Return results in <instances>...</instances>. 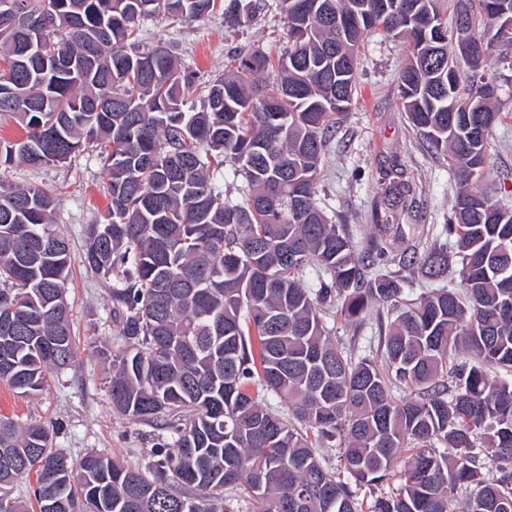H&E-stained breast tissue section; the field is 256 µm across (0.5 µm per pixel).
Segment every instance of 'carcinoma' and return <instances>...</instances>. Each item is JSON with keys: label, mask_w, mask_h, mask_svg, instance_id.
<instances>
[{"label": "carcinoma", "mask_w": 512, "mask_h": 512, "mask_svg": "<svg viewBox=\"0 0 512 512\" xmlns=\"http://www.w3.org/2000/svg\"><path fill=\"white\" fill-rule=\"evenodd\" d=\"M0 0V116L25 131L0 139V166L41 167L86 151L102 162L106 211L88 226L85 264L112 279L119 349L112 410L157 425L146 470L100 452L79 466L53 447L55 430L0 415V512H512V208L481 189L500 85L483 74L499 26L490 5L455 0L456 39L473 52L460 73L448 52L445 0H278L288 50L241 51L230 73L204 78L171 50L140 41L144 20L245 26L266 7L247 0ZM381 30L411 48L399 85L417 132L448 159L458 184L448 238L407 237L402 180L380 184L363 250L314 202L326 132L357 92L362 36ZM273 78L263 91L260 77ZM202 100L194 110L193 101ZM244 187L213 180L224 160ZM51 196L0 179V382L43 392L72 362L77 336L66 298L70 239ZM398 263L431 279L459 275L404 304L378 336L381 371L336 342L329 320L361 321L401 303ZM316 267L318 280L305 285ZM401 386L414 395L397 400ZM273 393L287 410L265 404ZM332 444L340 468L314 443ZM398 487L370 503L356 487ZM35 476L28 498L13 496Z\"/></svg>", "instance_id": "obj_1"}]
</instances>
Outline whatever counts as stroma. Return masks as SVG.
I'll list each match as a JSON object with an SVG mask.
<instances>
[{
	"label": "stroma",
	"instance_id": "stroma-1",
	"mask_svg": "<svg viewBox=\"0 0 512 512\" xmlns=\"http://www.w3.org/2000/svg\"><path fill=\"white\" fill-rule=\"evenodd\" d=\"M142 37L148 44L171 48L184 66L207 76L230 70L239 51L260 48L277 54L288 45L283 17L274 6L242 28L225 26L217 14L202 22L149 21L142 26ZM495 50L486 72L501 77L498 108L504 118L489 138L483 187L493 201L512 207V76L500 74L497 65L496 56L504 52V45H496ZM408 58L409 47L403 40L380 31L368 33L359 56L357 94L327 135L315 202L337 223L347 225L359 246L371 232L377 189L389 171L417 186L415 206L402 212L401 223L424 225L430 239H446L444 226L457 185L447 160L431 151L403 109L398 83ZM101 168L98 157L83 152L59 164L0 171L1 179L36 185L55 198L56 222L71 240L67 296L79 338L72 365L53 374L48 389L39 395L27 397L0 383V415L58 427L54 444L72 463L96 450L143 468L150 460L154 428L112 411L107 386L117 339L110 285L84 265L87 227L107 204ZM395 317V310L381 304L363 323H337L336 336L356 356L378 362L382 359L377 350L378 325Z\"/></svg>",
	"mask_w": 512,
	"mask_h": 512
}]
</instances>
